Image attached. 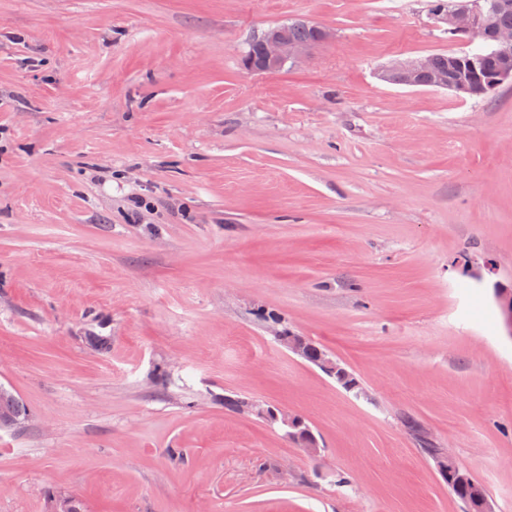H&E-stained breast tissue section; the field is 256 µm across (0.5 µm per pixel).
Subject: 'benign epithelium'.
<instances>
[{
    "instance_id": "benign-epithelium-1",
    "label": "benign epithelium",
    "mask_w": 512,
    "mask_h": 512,
    "mask_svg": "<svg viewBox=\"0 0 512 512\" xmlns=\"http://www.w3.org/2000/svg\"><path fill=\"white\" fill-rule=\"evenodd\" d=\"M484 12L482 0H462L448 9L433 10L434 19L446 25L448 31L454 35L466 36L475 31V23L479 15ZM316 38L310 42H296L291 40L288 33V25L281 24L264 30L255 38V43L260 48V56L247 55L243 58V66L250 71L269 72L275 71L287 64H299L308 57L310 50L317 44L331 38L328 29L322 26H314ZM490 38L494 44L496 53L508 62H512V28H496L491 31ZM430 56L414 59L396 60L389 64L380 73L381 79L397 83L399 85L446 89L460 99L471 96L484 97L496 90L504 83L512 82V65L489 73L486 79L476 87L469 86L464 79H449L446 76L431 75L424 83L416 80L417 73L424 71L429 66ZM494 297L497 305L506 316L509 334L512 335V291L503 287L500 283H493ZM277 340L290 352L304 359L306 355L315 353L310 364L318 367L328 376L335 375L341 365L336 358L324 348L314 347V343L305 336H299L291 331H285ZM252 413L270 423L279 424L284 430L285 437L299 445L309 456L317 457L321 453L319 440L312 427L302 416L288 412L285 408L270 406L264 402L251 403ZM453 458L446 451H438L435 455V464L439 473L448 482V485L461 484L470 479V474L462 469L448 471V463Z\"/></svg>"
}]
</instances>
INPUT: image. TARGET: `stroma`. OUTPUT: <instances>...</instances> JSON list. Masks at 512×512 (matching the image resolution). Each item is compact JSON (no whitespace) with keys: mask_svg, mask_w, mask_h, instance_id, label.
I'll return each instance as SVG.
<instances>
[{"mask_svg":"<svg viewBox=\"0 0 512 512\" xmlns=\"http://www.w3.org/2000/svg\"><path fill=\"white\" fill-rule=\"evenodd\" d=\"M431 2L0 0V512H462L410 420L512 512V84L380 80L458 50ZM294 19L333 37L242 67ZM280 343L290 352L302 358L306 362L318 367L328 376L333 377L337 369L347 372L336 358L325 348H316L315 357L308 360L306 355L315 348L314 343L305 336H299L291 331H285L281 336H275ZM250 404L255 416L270 423L279 424L284 430L285 437L299 445L309 456L320 455L319 440L305 418L288 412V409L270 406L264 402L254 401Z\"/></svg>","mask_w":512,"mask_h":512,"instance_id":"1","label":"stroma"}]
</instances>
